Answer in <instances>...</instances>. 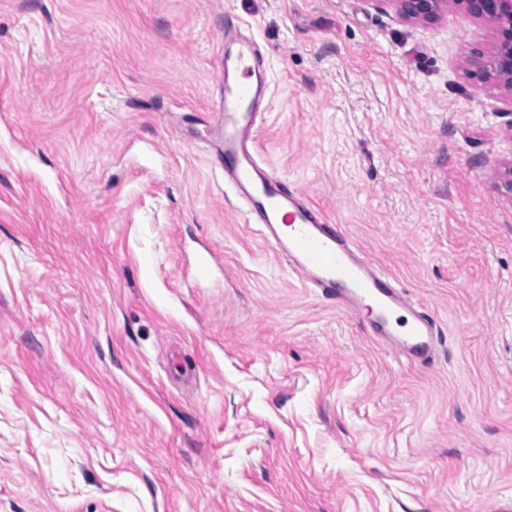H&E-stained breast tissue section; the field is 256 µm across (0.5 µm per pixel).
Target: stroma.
<instances>
[{"label":"stroma","mask_w":512,"mask_h":512,"mask_svg":"<svg viewBox=\"0 0 512 512\" xmlns=\"http://www.w3.org/2000/svg\"><path fill=\"white\" fill-rule=\"evenodd\" d=\"M228 30L262 56L261 157L437 323L431 367L236 210L200 119ZM490 40L373 0H0V512H512Z\"/></svg>","instance_id":"obj_1"}]
</instances>
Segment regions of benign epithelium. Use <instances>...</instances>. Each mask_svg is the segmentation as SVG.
Here are the masks:
<instances>
[{
	"mask_svg": "<svg viewBox=\"0 0 512 512\" xmlns=\"http://www.w3.org/2000/svg\"><path fill=\"white\" fill-rule=\"evenodd\" d=\"M390 6L410 22H435L450 6H457L480 24L489 27L488 54H478L474 64L483 83L496 84L512 93V0H374Z\"/></svg>",
	"mask_w": 512,
	"mask_h": 512,
	"instance_id": "obj_1",
	"label": "benign epithelium"
}]
</instances>
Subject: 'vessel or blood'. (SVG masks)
<instances>
[{"label":"vessel or blood","mask_w":512,"mask_h":512,"mask_svg":"<svg viewBox=\"0 0 512 512\" xmlns=\"http://www.w3.org/2000/svg\"><path fill=\"white\" fill-rule=\"evenodd\" d=\"M256 55L253 40H242L234 64L242 80L225 83L224 94L206 123L224 144V180L233 187L247 220H259V232L289 269L320 293H331L337 309L371 313L377 339L409 362L433 363L438 331L398 288L335 225L297 203L280 188L279 176L261 162L253 132L261 118L259 93L250 77Z\"/></svg>","instance_id":"b4317fda"}]
</instances>
